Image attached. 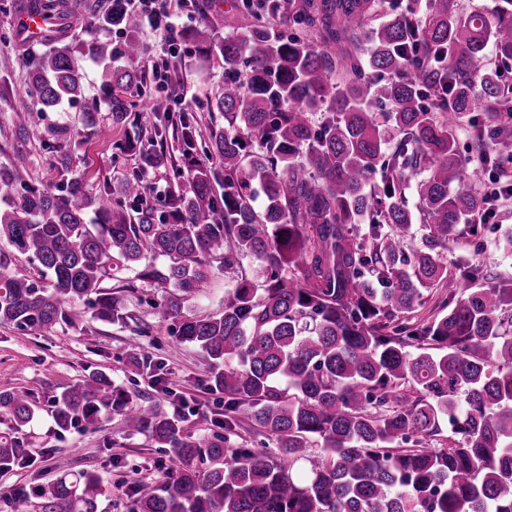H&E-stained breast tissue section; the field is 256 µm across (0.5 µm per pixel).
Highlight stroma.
I'll list each match as a JSON object with an SVG mask.
<instances>
[{
  "label": "stroma",
  "instance_id": "stroma-1",
  "mask_svg": "<svg viewBox=\"0 0 512 512\" xmlns=\"http://www.w3.org/2000/svg\"><path fill=\"white\" fill-rule=\"evenodd\" d=\"M27 7L26 0H0V161L23 159L32 170L35 185L46 188L58 182L60 175L42 138L47 127L67 118L77 119L79 106L67 103L58 112H35L30 142H14L12 105L24 92L26 63L32 52L41 51L57 36L51 30L38 41L18 37L16 20ZM181 50L183 58L176 78L186 91V108L200 115L206 109L207 98L222 88L224 69L203 61L189 42H182ZM145 135V122L137 113H130L122 125L113 124L109 113H102L97 127L83 133L82 144L73 157L72 168L81 176L86 190L93 194L104 189L119 193L122 183L140 171L135 156H115L113 145ZM510 229L512 199H502L496 203L495 218L480 225L478 233L463 232L445 256L448 279L428 292L421 317L438 311L449 291L454 290L459 267L477 266L501 278L512 277V252L499 246ZM138 272L134 266L104 281L124 307L126 322L108 324L89 319L80 326H58L40 336L0 323V391L26 393L37 404L34 419L22 427L0 412V436L17 441L25 457L23 463L0 472V512H9V500L16 492L30 491L52 478V458L60 450L68 452L74 469L93 468L102 475L109 495L102 499L100 512H130L132 500L127 488L131 481L138 475L158 472L165 462L164 451L157 448L149 433L128 434L116 412L93 430L79 426L66 432L56 429L48 393L80 383L92 371L107 372L136 403L167 409L173 399H180L185 412L184 433L191 440L203 442L219 433L223 393L209 388L199 352L177 342L168 327L158 323L144 305V298L155 295L156 290L149 281L140 279ZM241 276L262 284L260 261L248 255L241 257L234 269L217 271L208 285L203 311L222 309L225 289L234 287ZM135 340L163 363L168 386H161L129 365L126 350Z\"/></svg>",
  "mask_w": 512,
  "mask_h": 512
}]
</instances>
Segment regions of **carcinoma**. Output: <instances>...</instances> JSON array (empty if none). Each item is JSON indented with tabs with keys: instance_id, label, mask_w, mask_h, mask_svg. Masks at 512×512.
<instances>
[{
	"instance_id": "cac0c4a2",
	"label": "carcinoma",
	"mask_w": 512,
	"mask_h": 512,
	"mask_svg": "<svg viewBox=\"0 0 512 512\" xmlns=\"http://www.w3.org/2000/svg\"><path fill=\"white\" fill-rule=\"evenodd\" d=\"M382 0H241L235 33L217 23L180 33L204 58L222 62L224 86L207 102L224 123L199 136L196 117L168 112L161 94L138 103V68L115 66L112 42H59L28 68L14 101L13 134L29 140L32 104L80 103L84 129L99 115L122 124L148 111L154 136L173 126L190 172L187 192L151 197L140 175L124 195L92 196L72 174L77 131L48 135L64 150L60 180L40 189L28 166L0 161V322L30 335L87 317L114 324L128 315L103 281L144 263L138 277L161 295L155 318L199 349L224 393V435L204 444L181 436V418L132 405L103 371L48 393L57 428L95 429L108 411L131 432L145 429L166 449V474L136 478L135 512H512V278L459 270V291L425 320V293L448 275L443 252L459 224L481 215L483 169L462 157L459 122L477 149L512 138V96L489 61L488 43L512 60V0L465 12L458 0L383 14ZM95 23L117 22L124 58L139 59L140 17L107 0ZM105 65L99 96L84 93L76 54ZM387 107V124L373 118ZM322 114L319 126L313 114ZM400 139L388 150L389 130ZM141 171L164 164L153 139L115 145ZM420 169L419 210L407 202L408 173ZM266 203L252 206L253 185ZM423 222L422 246L400 231ZM367 226L359 235L358 225ZM21 254L41 279L9 273ZM259 259L267 277L224 294V309L195 315L191 304L215 270ZM128 356L140 373L163 370L139 343ZM0 409L27 424L28 395L0 392ZM246 416L272 448L226 443ZM457 436L437 447L442 424ZM321 453H310L313 440ZM21 448L0 441V469ZM208 458L200 471L192 461ZM56 478L10 502L11 512H98L101 476L75 470L59 451Z\"/></svg>"
}]
</instances>
